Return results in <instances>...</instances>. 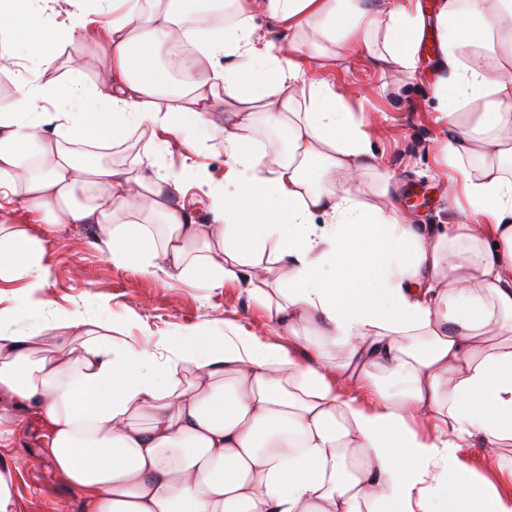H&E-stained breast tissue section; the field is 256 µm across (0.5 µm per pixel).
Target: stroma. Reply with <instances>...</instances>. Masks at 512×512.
<instances>
[{"mask_svg": "<svg viewBox=\"0 0 512 512\" xmlns=\"http://www.w3.org/2000/svg\"><path fill=\"white\" fill-rule=\"evenodd\" d=\"M110 62L102 31L94 28L66 49L55 75L66 79L76 73L83 81L92 82ZM307 76L344 93L352 106L364 108L362 118L379 168L361 173L355 186L358 199L381 204V178L386 175L395 202L411 223L445 224L462 217L467 204L450 197L453 173L442 162L448 126L439 118L432 92L438 78L435 47L419 49L415 71L406 78L399 77L392 64H377L357 55L330 60L322 69L308 71ZM223 124V112L211 113L191 151L174 133L160 129L152 135L137 130L113 149L112 160L148 168L150 139L164 141L161 164L180 178L179 202L195 223L208 224L212 221L210 194L224 183ZM416 187L426 189L429 205L411 203L410 191ZM37 233L46 240L52 267L46 287L38 293L42 307L31 312L16 308L24 281L0 280V310H11L15 329L47 327L78 307L91 318L111 321L114 337L159 352L190 328L202 335L224 337L243 325L263 338L284 339L283 327L254 300L246 281H228L213 289L196 279L176 281L146 275L135 262L115 263L104 257L91 224L76 229L41 227ZM40 445L38 425L28 418L17 445L0 447V471L13 475L20 512H81L78 491L64 483L41 454ZM457 455L478 492L512 500V447L491 454L472 439L463 443Z\"/></svg>", "mask_w": 512, "mask_h": 512, "instance_id": "35a3bbf8", "label": "stroma"}]
</instances>
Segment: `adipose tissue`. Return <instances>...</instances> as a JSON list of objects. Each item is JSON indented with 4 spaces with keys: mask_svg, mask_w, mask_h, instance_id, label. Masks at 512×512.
I'll return each instance as SVG.
<instances>
[{
    "mask_svg": "<svg viewBox=\"0 0 512 512\" xmlns=\"http://www.w3.org/2000/svg\"><path fill=\"white\" fill-rule=\"evenodd\" d=\"M59 2L0 0V36L36 75L0 106V280L36 290L51 275L44 239L6 222L18 196L37 221L97 225L112 261L141 250L148 275L209 288L249 276L292 345L189 332L158 353L78 309L28 332L1 310L0 446L34 409L83 512H448L447 482L464 512H512L474 494L457 460L474 437L512 442V174L497 164L512 158V0H440L436 14L445 160L480 224H413L359 201L354 178L377 165L369 133L278 46L302 35L322 59L323 41L368 51L380 31V60L410 75L425 27L413 0H229L228 23L203 34L186 23L187 0H96L91 14ZM260 15L273 35L258 33ZM92 24L111 50L106 79L52 77ZM165 44L182 48L167 65ZM219 97L228 160L212 223L172 201L178 177L100 160L156 124L193 147ZM475 100L482 111L460 124ZM258 112L287 128V152L262 154L244 134ZM51 123L68 143L45 138ZM467 155L490 164L472 174ZM144 209L158 223L112 221ZM336 345L339 375L371 389V406L330 378Z\"/></svg>",
    "mask_w": 512,
    "mask_h": 512,
    "instance_id": "ef3b65f1",
    "label": "adipose tissue"
}]
</instances>
